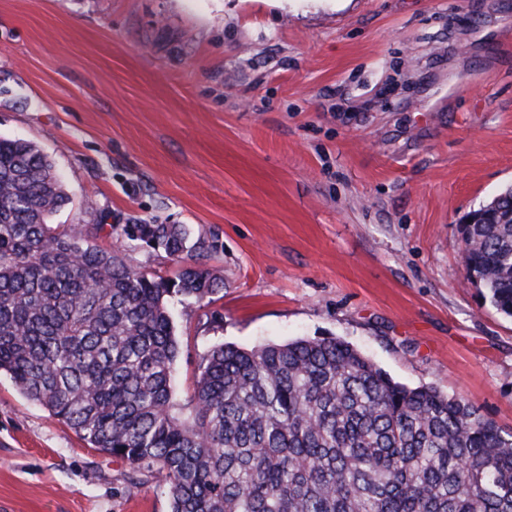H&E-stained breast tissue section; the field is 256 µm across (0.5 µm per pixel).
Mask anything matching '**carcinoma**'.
Listing matches in <instances>:
<instances>
[{"label":"carcinoma","instance_id":"obj_1","mask_svg":"<svg viewBox=\"0 0 512 512\" xmlns=\"http://www.w3.org/2000/svg\"><path fill=\"white\" fill-rule=\"evenodd\" d=\"M65 191L31 142L0 138V374L90 447L162 476L171 512H512V432L469 402L393 381L350 344L215 347L185 405L169 299L224 288L215 241L110 227L180 261L173 279L49 222ZM512 186L462 230L466 277L512 317Z\"/></svg>","mask_w":512,"mask_h":512}]
</instances>
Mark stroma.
<instances>
[{"label": "stroma", "mask_w": 512, "mask_h": 512, "mask_svg": "<svg viewBox=\"0 0 512 512\" xmlns=\"http://www.w3.org/2000/svg\"><path fill=\"white\" fill-rule=\"evenodd\" d=\"M0 137L52 161L54 223L216 238L179 403L215 346L335 337L512 431L460 231L512 185V0H0ZM129 472L0 376V512H169Z\"/></svg>", "instance_id": "35a3bbf8"}]
</instances>
